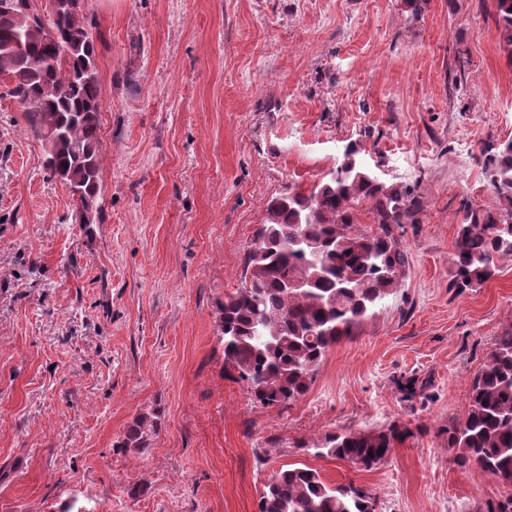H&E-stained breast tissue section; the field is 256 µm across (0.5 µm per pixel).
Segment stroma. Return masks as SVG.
Instances as JSON below:
<instances>
[{
  "label": "stroma",
  "instance_id": "obj_1",
  "mask_svg": "<svg viewBox=\"0 0 512 512\" xmlns=\"http://www.w3.org/2000/svg\"><path fill=\"white\" fill-rule=\"evenodd\" d=\"M97 65L102 214L69 189L0 83V512H255L302 463L377 512H486L506 487L456 465L448 426L512 324V259L450 286L463 214L494 196L481 147L512 139V60L491 0H85ZM465 63L462 84L453 80ZM413 186L398 292L329 349L309 390L265 407L224 377L216 303L269 201L347 146ZM159 411L145 453L128 424ZM408 432L371 469L315 456L331 432Z\"/></svg>",
  "mask_w": 512,
  "mask_h": 512
}]
</instances>
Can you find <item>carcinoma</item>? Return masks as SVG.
Returning <instances> with one entry per match:
<instances>
[{
  "instance_id": "obj_1",
  "label": "carcinoma",
  "mask_w": 512,
  "mask_h": 512,
  "mask_svg": "<svg viewBox=\"0 0 512 512\" xmlns=\"http://www.w3.org/2000/svg\"><path fill=\"white\" fill-rule=\"evenodd\" d=\"M32 0H13L0 11V44L21 37L18 53L0 59V79L24 108L28 130L42 144L46 168L76 194L84 224L100 219V98L97 37L81 0H56L49 26L35 21ZM494 20L512 59V0H494ZM357 148L309 193L272 199L256 229L236 291L217 303L224 377L243 383L262 406H284L309 389L320 362L384 300L397 293L410 268L396 229L421 223L416 190L381 181L362 166ZM495 198L488 208L463 197L451 257V287L478 288L512 258V140L480 151ZM367 213L376 228L361 229ZM306 275L310 286L284 285ZM160 426L143 413L121 447L142 454ZM406 432L345 431L326 435L315 455L369 469L384 461ZM448 449L458 465L508 487L487 512H512V323L497 337L487 364L471 382L465 420L448 427ZM376 496L353 484H331L320 471L290 464L264 484L256 512H376Z\"/></svg>"
}]
</instances>
